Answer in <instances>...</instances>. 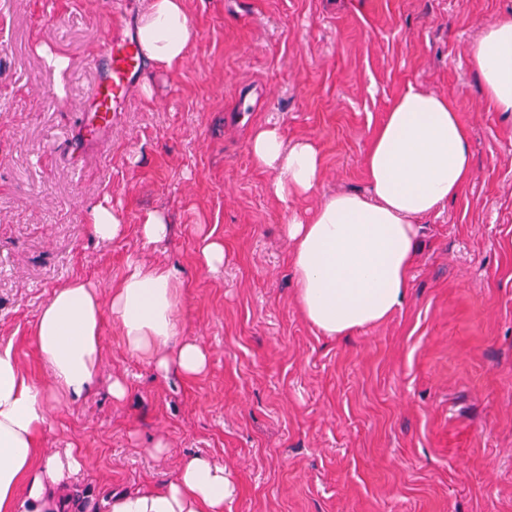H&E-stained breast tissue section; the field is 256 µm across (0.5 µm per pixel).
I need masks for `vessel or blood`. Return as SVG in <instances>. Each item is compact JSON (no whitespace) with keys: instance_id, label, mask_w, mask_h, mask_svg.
<instances>
[{"instance_id":"vessel-or-blood-1","label":"vessel or blood","mask_w":512,"mask_h":512,"mask_svg":"<svg viewBox=\"0 0 512 512\" xmlns=\"http://www.w3.org/2000/svg\"><path fill=\"white\" fill-rule=\"evenodd\" d=\"M97 65L99 81L93 98L94 110L78 126V134L86 142L111 129L113 112L128 98L143 70L140 51L129 34L106 38Z\"/></svg>"}]
</instances>
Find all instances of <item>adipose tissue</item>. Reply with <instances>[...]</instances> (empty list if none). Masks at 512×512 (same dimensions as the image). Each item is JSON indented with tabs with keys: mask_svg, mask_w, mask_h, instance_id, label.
Segmentation results:
<instances>
[{
	"mask_svg": "<svg viewBox=\"0 0 512 512\" xmlns=\"http://www.w3.org/2000/svg\"><path fill=\"white\" fill-rule=\"evenodd\" d=\"M137 38L151 70L181 67L197 37L185 0H149ZM489 109L512 113V18L484 23L470 51ZM254 161L274 175L281 203L311 193L322 177L314 142L288 143L278 127L261 125L250 140ZM369 191L325 197L305 219L290 217L285 236L297 303L326 336H348L379 324L402 307L420 253V219L456 198L474 167L470 137L451 99L408 87L373 133L364 157ZM88 235L101 242L126 231L120 210L101 201L87 214ZM183 281L165 264L130 261L102 297L92 281L75 277L56 287L33 329L49 368L42 390L0 347V512H76L63 491L86 466L68 448L39 455V439L55 408L79 404L95 391L113 321L126 350L159 375L203 373L206 350L180 340ZM232 486L227 472L204 455L184 456L159 488H137L102 500V512H224Z\"/></svg>",
	"mask_w": 512,
	"mask_h": 512,
	"instance_id": "1",
	"label": "adipose tissue"
}]
</instances>
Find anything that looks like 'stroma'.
Here are the masks:
<instances>
[{
    "mask_svg": "<svg viewBox=\"0 0 512 512\" xmlns=\"http://www.w3.org/2000/svg\"><path fill=\"white\" fill-rule=\"evenodd\" d=\"M186 6L197 39L183 66L155 76L153 98L133 89L111 131L75 152L110 0H0V345L48 386L32 336L43 303L78 276L109 292L138 259L179 270L182 335L209 355L204 373L163 378L106 324L96 391L54 413L42 452L80 449L74 483L96 503L201 454L229 473L224 512H512V114L484 107L469 60L512 0ZM411 85L456 104L474 175L421 219L403 307L323 336L297 305L283 226L328 195L367 191L372 134ZM266 123L321 151L318 188L287 207L250 153ZM105 199L126 232L100 244L86 216ZM154 210L171 228L156 247L139 234ZM210 233L224 244L215 271L199 261Z\"/></svg>",
    "mask_w": 512,
    "mask_h": 512,
    "instance_id": "obj_1",
    "label": "stroma"
}]
</instances>
